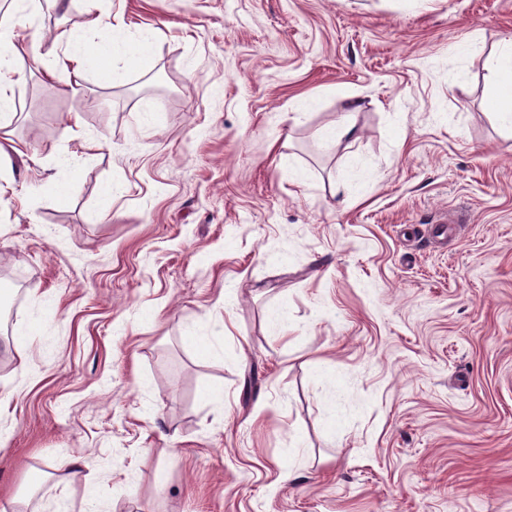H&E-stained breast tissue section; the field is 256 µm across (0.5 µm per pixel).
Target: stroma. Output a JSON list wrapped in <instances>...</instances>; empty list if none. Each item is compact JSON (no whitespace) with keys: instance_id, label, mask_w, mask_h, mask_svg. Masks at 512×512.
I'll use <instances>...</instances> for the list:
<instances>
[{"instance_id":"stroma-1","label":"stroma","mask_w":512,"mask_h":512,"mask_svg":"<svg viewBox=\"0 0 512 512\" xmlns=\"http://www.w3.org/2000/svg\"><path fill=\"white\" fill-rule=\"evenodd\" d=\"M97 16L154 30L150 54L116 85L29 77L0 119L22 149L0 270L26 283L0 314V392L25 386L0 491L18 512H512V136L482 57L448 84L449 46L512 34V0H71L54 30ZM352 106L358 140L322 146ZM445 209L469 223L437 235ZM323 369L363 402L333 435ZM67 451L87 469L51 470ZM372 168V162L365 158L357 157L350 162L342 181L350 196L361 198L371 191ZM185 338L193 340L198 346L199 353L207 358L222 357L224 345L218 336H212L202 327L193 326L184 334Z\"/></svg>"}]
</instances>
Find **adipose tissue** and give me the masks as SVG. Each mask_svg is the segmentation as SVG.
Returning <instances> with one entry per match:
<instances>
[{
	"instance_id": "obj_1",
	"label": "adipose tissue",
	"mask_w": 512,
	"mask_h": 512,
	"mask_svg": "<svg viewBox=\"0 0 512 512\" xmlns=\"http://www.w3.org/2000/svg\"><path fill=\"white\" fill-rule=\"evenodd\" d=\"M33 0H11V8L0 13V105H9L14 89L28 74L37 72L49 80L60 79L63 73L81 77L94 65L106 64L113 83L122 82L125 73L139 65L153 43V33L143 30L136 34L120 26L96 23L84 35L83 46H71L66 53H59L58 46L63 36H55L54 44H25L16 29L17 16L26 14ZM111 38L113 50L105 57L97 51L104 38ZM488 73L486 107L499 129L512 135V36L500 39L484 59ZM329 409L325 424L329 431H336L349 413L358 406L346 381L327 374L321 379Z\"/></svg>"
}]
</instances>
